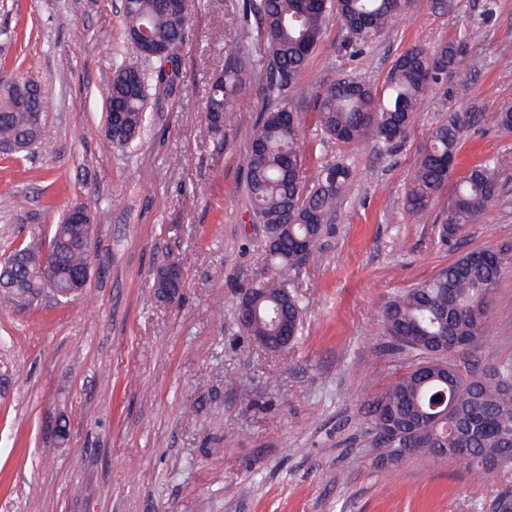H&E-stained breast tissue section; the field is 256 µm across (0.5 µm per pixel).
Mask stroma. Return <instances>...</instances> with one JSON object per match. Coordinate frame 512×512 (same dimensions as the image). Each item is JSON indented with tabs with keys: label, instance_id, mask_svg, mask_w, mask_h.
Instances as JSON below:
<instances>
[{
	"label": "stroma",
	"instance_id": "obj_1",
	"mask_svg": "<svg viewBox=\"0 0 512 512\" xmlns=\"http://www.w3.org/2000/svg\"><path fill=\"white\" fill-rule=\"evenodd\" d=\"M249 2L185 0L178 91L149 96L144 132L119 147L105 118L112 67L132 51L121 0H0V78L38 84L49 128L25 160L0 155V260L70 207L97 226L80 297L20 309L0 293V512H492L498 481L425 457L378 463L369 405L421 359L385 335L387 297L470 250L512 259V131L495 121L512 107V0H497L476 46L463 35L478 0H420L363 47L326 23L285 101L305 123L306 178L341 159L356 175L327 216L319 261L294 274L304 323L276 353L236 312L242 287L270 272L246 190L264 78L238 94L223 135L202 112L228 49L248 65L265 50ZM446 42L460 45L458 65L395 152L323 141L315 112L337 79L383 88L406 49ZM455 112L477 115L457 174L495 158L501 192L447 246L438 227L452 186L416 215L404 197L431 129ZM169 261L185 281L166 303L152 283ZM475 355L512 363V262ZM58 417L62 439L48 427Z\"/></svg>",
	"mask_w": 512,
	"mask_h": 512
}]
</instances>
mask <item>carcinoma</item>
<instances>
[{
  "mask_svg": "<svg viewBox=\"0 0 512 512\" xmlns=\"http://www.w3.org/2000/svg\"><path fill=\"white\" fill-rule=\"evenodd\" d=\"M419 0H261L259 33L267 52L246 69L229 52L224 76L206 99L205 121L215 134L224 133L232 102L256 70L267 71L268 98L285 94L303 72L318 46L323 27L336 18L354 41L363 46L401 19ZM126 32L148 30L157 49L182 46L188 37L184 10L169 0H129L123 11ZM496 21V0H483L470 17L464 42L478 45ZM459 47L440 44L432 49L410 47L394 61L382 90L359 80L343 78L320 98L316 124L323 135L344 144L376 138L385 152L405 139L413 113L457 62ZM144 55L134 49L112 74L110 96L114 114L106 115L112 143L123 146L137 139L146 121L147 82L177 90L180 55L167 54L147 74ZM46 108L41 90L21 77L0 87V143L14 142L26 150L48 134L35 113ZM467 117L453 114L431 130L405 192L407 211L426 209L448 184L455 166L457 144ZM304 130L299 113L280 104L266 106L252 131L247 192L256 220L271 228L266 258L275 276L245 287L237 312L254 311L244 331L250 336H279L294 341L302 308L288 289V270L317 256L323 223L352 176L342 163H326L311 187L303 168ZM497 162L493 158L470 168L455 182L454 196L440 225L441 241H462L468 228L479 223L499 193ZM56 248L64 277L84 266L91 251L73 227L62 221L51 236L30 231L12 254L0 263L10 289L5 295L18 308L33 304L48 289L40 278L45 246ZM507 265L503 253L474 249L440 269L433 277L391 295L380 312L385 333L400 350L426 359L412 366L371 403L373 444L387 462L429 457L479 479L495 478L504 488L493 501V512H512V364L483 369L476 358L449 377L435 358L448 337L471 340L477 349L490 328L489 302Z\"/></svg>",
  "mask_w": 512,
  "mask_h": 512,
  "instance_id": "carcinoma-1",
  "label": "carcinoma"
}]
</instances>
